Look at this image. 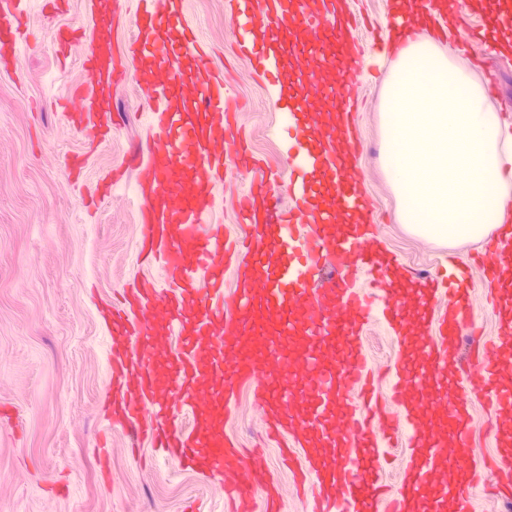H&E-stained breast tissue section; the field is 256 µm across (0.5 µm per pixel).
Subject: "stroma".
Instances as JSON below:
<instances>
[{
  "mask_svg": "<svg viewBox=\"0 0 512 512\" xmlns=\"http://www.w3.org/2000/svg\"><path fill=\"white\" fill-rule=\"evenodd\" d=\"M136 2L126 0L116 16L112 0H32L15 67L0 62V512L232 510L217 480L156 456L107 417L104 313L133 279L162 277L137 259L135 171L127 170L119 185L103 182L149 133L139 87L147 61L129 63L124 83L111 93L114 123L105 141L77 132L65 114L78 103L83 59L96 34L91 13L105 21L98 34L121 43L135 33ZM347 3L361 52L378 56L361 71V104L351 126L362 144L357 166L377 234L407 266L432 271L453 254L479 283L483 268L475 256L486 242L448 248L411 234L397 219L381 162L383 97L395 63L382 44L387 3ZM231 14L230 0H183L184 18L228 66L227 92L254 152L289 177L299 150L293 122L271 96V77L260 73L252 54H240L251 30ZM440 46L488 86L489 108L512 111V52L483 58L449 34ZM361 345L377 367L420 350L419 340L394 336L379 321L366 325ZM469 405L477 454L496 455L512 426L496 427L481 397ZM224 432L239 447L260 444L264 414L250 387L240 388Z\"/></svg>",
  "mask_w": 512,
  "mask_h": 512,
  "instance_id": "stroma-1",
  "label": "stroma"
}]
</instances>
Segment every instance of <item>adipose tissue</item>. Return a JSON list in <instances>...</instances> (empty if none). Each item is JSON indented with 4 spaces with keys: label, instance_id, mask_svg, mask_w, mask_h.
I'll use <instances>...</instances> for the list:
<instances>
[{
    "label": "adipose tissue",
    "instance_id": "adipose-tissue-1",
    "mask_svg": "<svg viewBox=\"0 0 512 512\" xmlns=\"http://www.w3.org/2000/svg\"><path fill=\"white\" fill-rule=\"evenodd\" d=\"M395 55L382 122L399 222L448 246L490 238L512 222V129L433 37H407Z\"/></svg>",
    "mask_w": 512,
    "mask_h": 512
}]
</instances>
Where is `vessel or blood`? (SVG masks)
Segmentation results:
<instances>
[{
    "label": "vessel or blood",
    "instance_id": "vessel-or-blood-1",
    "mask_svg": "<svg viewBox=\"0 0 512 512\" xmlns=\"http://www.w3.org/2000/svg\"><path fill=\"white\" fill-rule=\"evenodd\" d=\"M128 46L93 41L76 112L97 134L106 108L101 91L117 87L127 58L156 70L140 85L156 134L137 169L141 254L156 259L164 283L141 280L127 306L113 310V420L180 466L219 476L236 512H278L277 481L262 454L225 436L224 420L249 385L269 431L288 438L309 512H475V493L493 471L512 500V447L489 463L475 460L466 402L482 396L496 423L512 411L501 375L512 367L503 344L477 330L465 274L420 278L379 246L369 219L357 144L346 124L356 96L359 48L344 0H245L254 31H272L264 58L289 95L306 141L303 177L289 179V207L272 186L279 173L259 172L246 142L226 137L224 80L204 60L181 18L182 0H139ZM467 0H420L428 20L460 14ZM16 0H0V56L20 47ZM258 172L240 198L239 234L207 223L215 186L227 165ZM236 289L224 294V271ZM485 288L494 292L512 335V232L493 238ZM447 294L448 306L432 304ZM401 336L421 339L425 367L400 363L390 373L391 409L373 403L372 372L357 338L373 318ZM168 336L180 346L164 345ZM467 352H460V339ZM438 385L435 418L421 422L411 404L426 382ZM408 429L421 455L396 496L381 482L393 441L379 442L372 419Z\"/></svg>",
    "mask_w": 512,
    "mask_h": 512
}]
</instances>
